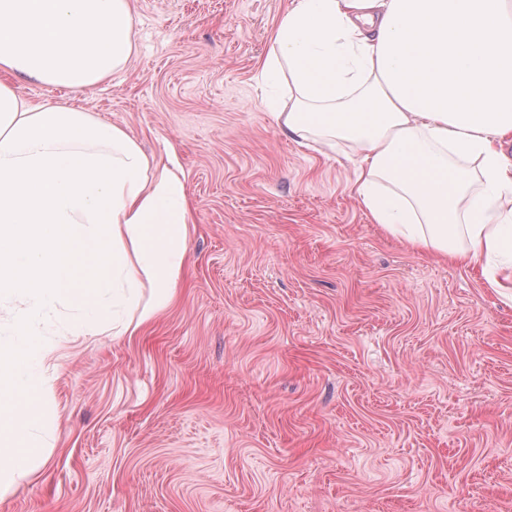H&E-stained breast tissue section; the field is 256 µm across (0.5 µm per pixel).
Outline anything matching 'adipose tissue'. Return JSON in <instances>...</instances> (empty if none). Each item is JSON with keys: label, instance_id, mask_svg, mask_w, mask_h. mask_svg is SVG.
<instances>
[{"label": "adipose tissue", "instance_id": "adipose-tissue-1", "mask_svg": "<svg viewBox=\"0 0 512 512\" xmlns=\"http://www.w3.org/2000/svg\"><path fill=\"white\" fill-rule=\"evenodd\" d=\"M135 50L129 0H0V298L29 295L0 338V497L45 463L51 419L18 405L40 382L33 322L87 273L92 319L151 290L135 331L172 300L188 234L185 186L123 128L73 102ZM296 109L282 128L356 151L372 223L413 250L480 270L512 302V0H292L264 63ZM68 91L32 103L14 79Z\"/></svg>", "mask_w": 512, "mask_h": 512}]
</instances>
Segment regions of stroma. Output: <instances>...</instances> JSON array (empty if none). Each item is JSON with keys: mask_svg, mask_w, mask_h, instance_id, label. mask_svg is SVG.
I'll return each mask as SVG.
<instances>
[{"mask_svg": "<svg viewBox=\"0 0 512 512\" xmlns=\"http://www.w3.org/2000/svg\"><path fill=\"white\" fill-rule=\"evenodd\" d=\"M130 4L133 56L77 103L182 174L186 257L134 335L38 320L50 452L0 512H512V304L270 116L290 0Z\"/></svg>", "mask_w": 512, "mask_h": 512, "instance_id": "obj_1", "label": "stroma"}]
</instances>
